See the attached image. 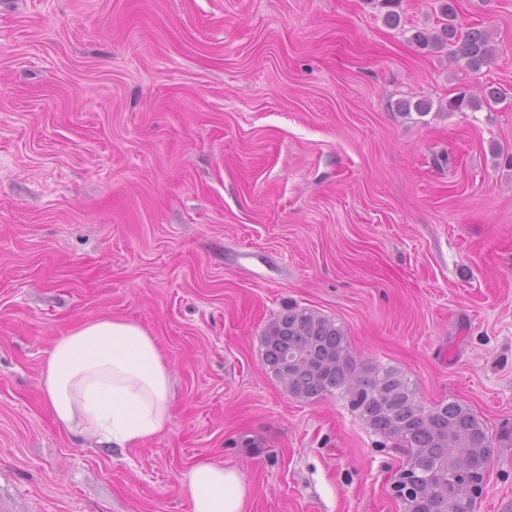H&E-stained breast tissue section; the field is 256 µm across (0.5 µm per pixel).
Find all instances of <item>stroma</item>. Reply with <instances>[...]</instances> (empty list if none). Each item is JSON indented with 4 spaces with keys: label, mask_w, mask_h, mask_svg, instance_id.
<instances>
[{
    "label": "stroma",
    "mask_w": 512,
    "mask_h": 512,
    "mask_svg": "<svg viewBox=\"0 0 512 512\" xmlns=\"http://www.w3.org/2000/svg\"><path fill=\"white\" fill-rule=\"evenodd\" d=\"M480 71L416 47L438 0H0V512H191L200 461L245 512H402L406 460L337 394L306 403L261 337L318 311L358 359L493 438L475 512H512V0H455ZM430 102L404 113L401 101ZM142 324L168 430L62 429L42 362L77 323ZM509 96L507 89L488 87L482 91V94H474L462 91L448 101V111L451 112H476L483 106H490L491 102L499 103L506 100ZM180 491L191 512H244L248 489L242 474L232 468L202 461L188 469Z\"/></svg>",
    "instance_id": "1"
}]
</instances>
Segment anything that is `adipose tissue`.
<instances>
[{"instance_id":"ef3b65f1","label":"adipose tissue","mask_w":512,"mask_h":512,"mask_svg":"<svg viewBox=\"0 0 512 512\" xmlns=\"http://www.w3.org/2000/svg\"><path fill=\"white\" fill-rule=\"evenodd\" d=\"M55 420L85 440L113 448L142 445L167 431L172 382L156 340L123 318L81 322L54 342L42 365ZM180 491L191 512H244L248 489L235 469L202 461Z\"/></svg>"}]
</instances>
